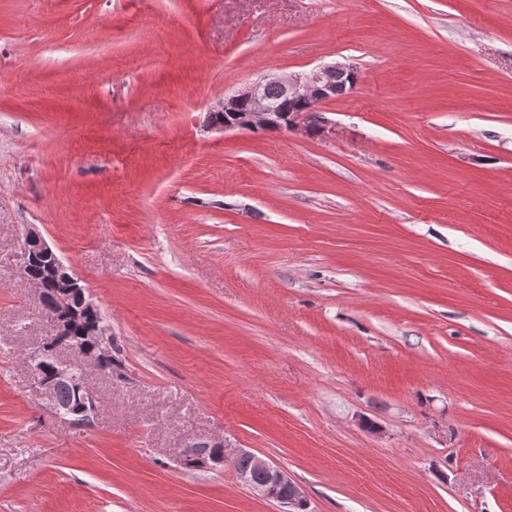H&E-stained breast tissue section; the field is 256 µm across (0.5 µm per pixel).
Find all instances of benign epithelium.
<instances>
[{
  "label": "benign epithelium",
  "instance_id": "7a95c632",
  "mask_svg": "<svg viewBox=\"0 0 512 512\" xmlns=\"http://www.w3.org/2000/svg\"><path fill=\"white\" fill-rule=\"evenodd\" d=\"M331 74L339 76L342 80L341 86H336L335 80L329 78ZM359 82L357 69L342 62L324 63L310 71L295 72L281 77L265 76L224 97V100L212 107L214 112L235 110L237 105L245 101L247 109L236 114L232 121L222 124L209 121L205 128L226 133L255 132L276 127L281 131L304 133L309 126L310 113L316 111L319 135L327 137L333 133L334 124L324 113L318 111L319 105L341 95L348 96L354 93ZM267 84L277 85L283 96L305 101L309 107L283 115L264 97L263 87ZM38 258L50 260L46 276L53 285L52 291L58 303V310L52 318L53 334L28 355V359L32 360L51 352H66L77 358L78 368L74 372L61 371L48 377L35 373L33 381L42 403L52 411L56 409V385L62 380L71 384L79 395V401L58 413V417L76 425L94 416L95 406L91 404L93 392L88 386V375L91 372L102 371L101 364L112 360V348L107 339L106 329L102 327L101 319L98 317L84 325L82 336H72L73 305L77 303L82 308L94 312L98 311V308L86 297L80 279L63 263L39 231L30 225L26 227L23 238L22 266L25 267ZM210 448V443L197 444L190 448L189 457L197 466L224 464L226 455L212 456ZM231 458L234 462L241 458L250 460V468L236 472V476L239 482L255 495L266 500H276L285 507L284 512H307L308 502L302 488L286 471L244 448L234 450Z\"/></svg>",
  "mask_w": 512,
  "mask_h": 512
}]
</instances>
